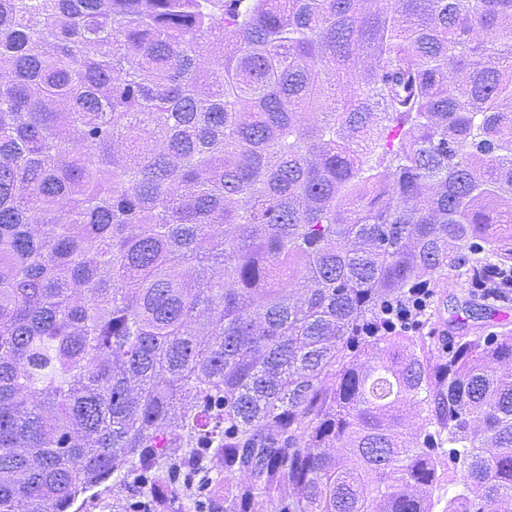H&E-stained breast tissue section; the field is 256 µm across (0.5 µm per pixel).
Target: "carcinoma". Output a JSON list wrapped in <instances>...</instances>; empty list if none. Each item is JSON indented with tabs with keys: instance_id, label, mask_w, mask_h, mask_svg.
I'll use <instances>...</instances> for the list:
<instances>
[{
	"instance_id": "1",
	"label": "carcinoma",
	"mask_w": 512,
	"mask_h": 512,
	"mask_svg": "<svg viewBox=\"0 0 512 512\" xmlns=\"http://www.w3.org/2000/svg\"><path fill=\"white\" fill-rule=\"evenodd\" d=\"M492 270L512 0H0V512H512V329H382ZM432 296V291L429 288H417L410 293L404 302L391 306L387 311L389 316L384 324L396 328H412L419 325L421 321V314L426 310L427 302ZM183 477L180 478L179 485L180 493L176 502V511L179 512H209L211 509L207 507L209 490L212 484L209 485L206 495H199L197 483L189 488L182 487ZM206 504V505H205ZM93 494V495H92ZM92 495V497H91ZM87 502L81 510L88 512H124L130 511L129 502L123 500L122 496L113 491L112 486L108 489H95L86 494ZM113 504V508H112Z\"/></svg>"
}]
</instances>
